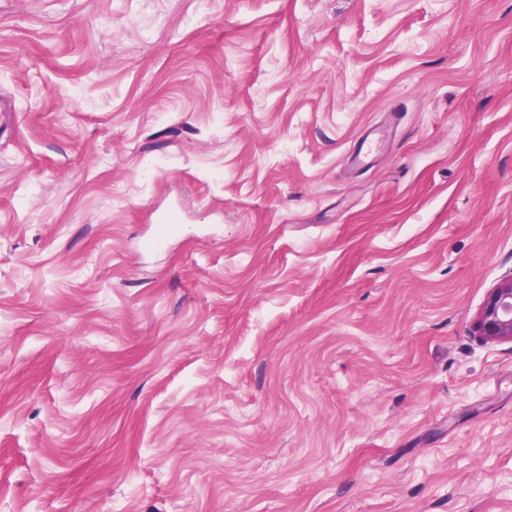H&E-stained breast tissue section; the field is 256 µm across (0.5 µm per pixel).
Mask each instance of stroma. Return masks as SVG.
Wrapping results in <instances>:
<instances>
[{"label": "stroma", "instance_id": "1", "mask_svg": "<svg viewBox=\"0 0 512 512\" xmlns=\"http://www.w3.org/2000/svg\"><path fill=\"white\" fill-rule=\"evenodd\" d=\"M1 93L0 512H512V0H0ZM387 131L364 134L361 136L350 154V160L353 166L365 168L371 164L374 154L384 145L387 140ZM487 341H512V276L493 288L473 324Z\"/></svg>", "mask_w": 512, "mask_h": 512}]
</instances>
